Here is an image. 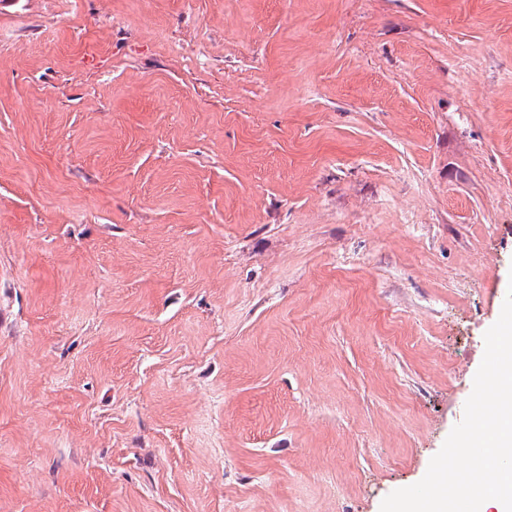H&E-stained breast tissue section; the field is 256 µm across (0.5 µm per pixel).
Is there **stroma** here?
<instances>
[{"instance_id":"stroma-1","label":"stroma","mask_w":512,"mask_h":512,"mask_svg":"<svg viewBox=\"0 0 512 512\" xmlns=\"http://www.w3.org/2000/svg\"><path fill=\"white\" fill-rule=\"evenodd\" d=\"M512 286V0H0V512H380Z\"/></svg>"}]
</instances>
